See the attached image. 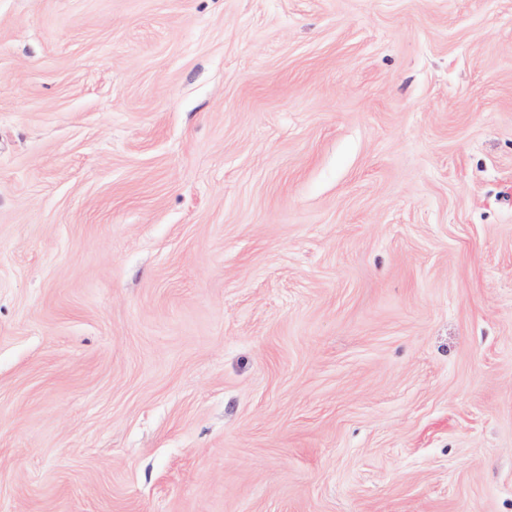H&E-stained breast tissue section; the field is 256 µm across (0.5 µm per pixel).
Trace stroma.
Masks as SVG:
<instances>
[{"label":"stroma","instance_id":"stroma-1","mask_svg":"<svg viewBox=\"0 0 512 512\" xmlns=\"http://www.w3.org/2000/svg\"><path fill=\"white\" fill-rule=\"evenodd\" d=\"M0 512H512V0H0Z\"/></svg>","mask_w":512,"mask_h":512}]
</instances>
